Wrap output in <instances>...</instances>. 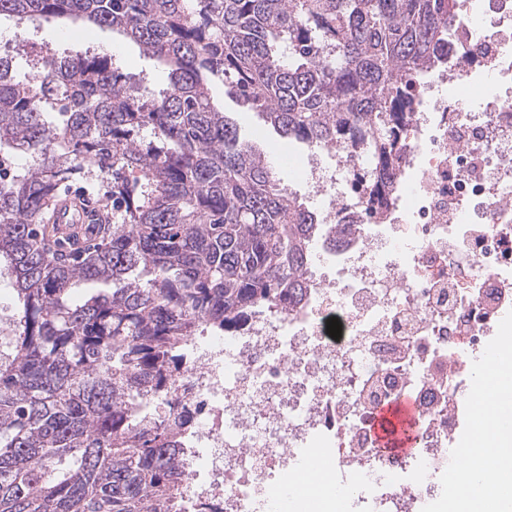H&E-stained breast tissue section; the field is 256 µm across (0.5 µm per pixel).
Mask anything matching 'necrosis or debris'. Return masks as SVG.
<instances>
[{
	"instance_id": "necrosis-or-debris-1",
	"label": "necrosis or debris",
	"mask_w": 512,
	"mask_h": 512,
	"mask_svg": "<svg viewBox=\"0 0 512 512\" xmlns=\"http://www.w3.org/2000/svg\"><path fill=\"white\" fill-rule=\"evenodd\" d=\"M466 4L462 65L415 87L387 223L354 188L368 157L311 152L300 175L350 245L313 244L292 311L189 338L180 392L157 406L193 416L187 512H435L465 464L462 417L512 413V385L480 383L474 366L493 342L512 356V0ZM404 397L417 450L394 458L371 421Z\"/></svg>"
}]
</instances>
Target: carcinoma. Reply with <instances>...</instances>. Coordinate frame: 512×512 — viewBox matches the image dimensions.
<instances>
[{"instance_id": "obj_1", "label": "carcinoma", "mask_w": 512, "mask_h": 512, "mask_svg": "<svg viewBox=\"0 0 512 512\" xmlns=\"http://www.w3.org/2000/svg\"><path fill=\"white\" fill-rule=\"evenodd\" d=\"M1 18L108 28L169 86L50 49L0 72V150L33 160L0 185V266L22 301L0 352V512H184L188 413L141 405L174 393L202 328L301 304L321 226L211 82L284 137L371 157L364 189L390 193L415 85L465 57L459 0H0ZM95 170L118 223L91 252L50 254L45 213Z\"/></svg>"}]
</instances>
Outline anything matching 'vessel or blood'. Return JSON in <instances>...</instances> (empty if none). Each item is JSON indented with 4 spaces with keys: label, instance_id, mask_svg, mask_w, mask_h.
Segmentation results:
<instances>
[{
    "label": "vessel or blood",
    "instance_id": "b4317fda",
    "mask_svg": "<svg viewBox=\"0 0 512 512\" xmlns=\"http://www.w3.org/2000/svg\"><path fill=\"white\" fill-rule=\"evenodd\" d=\"M57 238L65 246L77 249L90 235L91 225L100 223L101 214L80 199L61 200L54 211ZM417 406L402 398L380 408L373 419V432L380 448L393 456H407L416 448Z\"/></svg>",
    "mask_w": 512,
    "mask_h": 512
}]
</instances>
